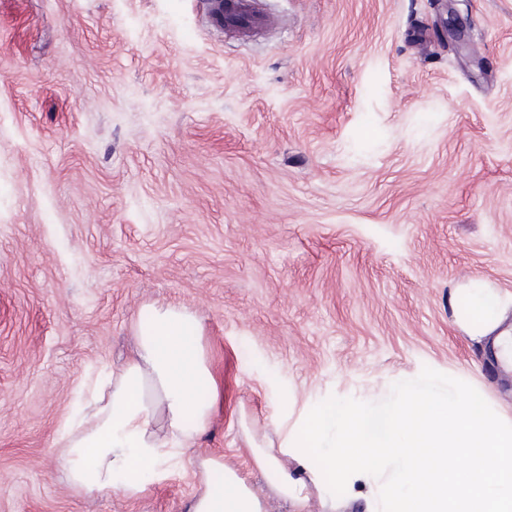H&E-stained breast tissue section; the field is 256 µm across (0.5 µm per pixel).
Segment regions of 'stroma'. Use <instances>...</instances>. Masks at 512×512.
Masks as SVG:
<instances>
[{
	"label": "stroma",
	"mask_w": 512,
	"mask_h": 512,
	"mask_svg": "<svg viewBox=\"0 0 512 512\" xmlns=\"http://www.w3.org/2000/svg\"><path fill=\"white\" fill-rule=\"evenodd\" d=\"M0 0V512H186L187 460L85 495L53 445L154 305L188 307L224 394L199 454L298 431L405 375L512 374L448 305L512 294V0ZM273 17L255 0H234L225 10L222 24L228 32H254L269 27Z\"/></svg>",
	"instance_id": "stroma-1"
}]
</instances>
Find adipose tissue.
<instances>
[{"mask_svg": "<svg viewBox=\"0 0 512 512\" xmlns=\"http://www.w3.org/2000/svg\"><path fill=\"white\" fill-rule=\"evenodd\" d=\"M449 300L457 323L511 366L512 297L472 280L453 287ZM134 338L131 357L105 382H87L55 433L58 462L78 492L140 497L143 474L194 448L218 402L203 328L189 309L154 307ZM245 442L266 493L223 458L199 455L191 464L200 490L189 512H267L271 496L302 510L328 476L368 484L372 512H512V423L480 392L433 377L403 379L392 398L372 406L327 402L301 440L275 444L249 431ZM310 448L324 449L323 468L308 467Z\"/></svg>", "mask_w": 512, "mask_h": 512, "instance_id": "obj_1", "label": "adipose tissue"}]
</instances>
